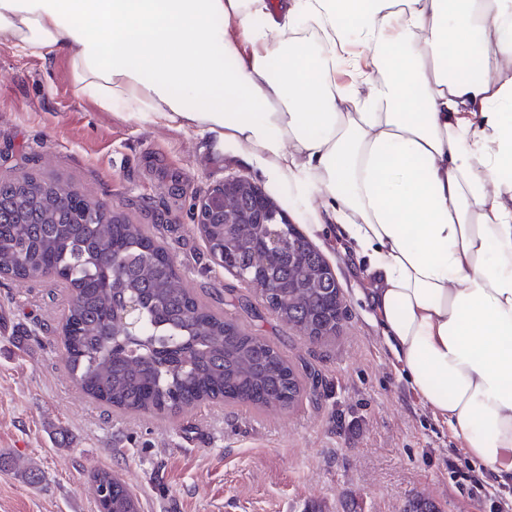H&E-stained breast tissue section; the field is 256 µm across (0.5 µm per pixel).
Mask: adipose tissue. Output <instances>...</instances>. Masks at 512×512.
Segmentation results:
<instances>
[{"mask_svg": "<svg viewBox=\"0 0 512 512\" xmlns=\"http://www.w3.org/2000/svg\"><path fill=\"white\" fill-rule=\"evenodd\" d=\"M0 34L345 244L412 391L512 486V0H0Z\"/></svg>", "mask_w": 512, "mask_h": 512, "instance_id": "obj_1", "label": "adipose tissue"}]
</instances>
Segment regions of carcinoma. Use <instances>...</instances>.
<instances>
[{"label": "carcinoma", "mask_w": 512, "mask_h": 512, "mask_svg": "<svg viewBox=\"0 0 512 512\" xmlns=\"http://www.w3.org/2000/svg\"><path fill=\"white\" fill-rule=\"evenodd\" d=\"M72 184L25 174L0 179V275L51 280L67 295L62 325L69 369L94 400L151 416L187 413L204 402H228L281 413L302 401L307 375L263 336L201 302L181 281L164 239L144 224L96 208ZM245 183L227 199L236 224H200L209 247L235 238L241 266L254 269L250 288L276 319L311 343L327 341L346 314L328 263L294 224L281 229L286 246L273 259L257 249L262 232ZM135 301L139 335L127 337L119 313ZM0 465L28 484L40 471L0 455ZM95 499L106 512H138L137 499L109 470L93 473Z\"/></svg>", "instance_id": "cac0c4a2"}]
</instances>
